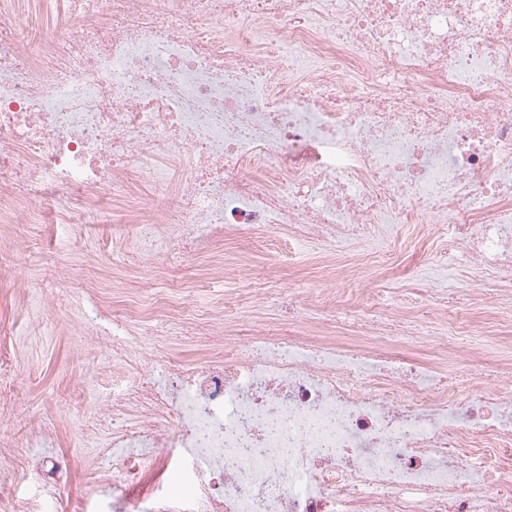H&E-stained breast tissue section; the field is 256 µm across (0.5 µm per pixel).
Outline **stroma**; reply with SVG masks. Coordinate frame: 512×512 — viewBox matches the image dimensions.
<instances>
[{"label":"stroma","mask_w":512,"mask_h":512,"mask_svg":"<svg viewBox=\"0 0 512 512\" xmlns=\"http://www.w3.org/2000/svg\"><path fill=\"white\" fill-rule=\"evenodd\" d=\"M129 234L134 248L112 252V227L108 224H29L22 238L0 259V373L22 386L15 419L0 420V432L21 435L35 421L54 430L56 445L50 456L66 460L68 469L54 476L42 466H28L23 473L0 467L5 478L0 488V512H26L27 499L42 482L55 483V495L45 512H64L68 499L98 492L97 474L107 462L103 449L89 435L96 409L116 387L111 383L112 360L85 344L80 320L68 308L67 293H53L47 284L61 263L71 266L70 285L84 286L99 269L106 270L105 289L122 279L129 267L141 271L140 295L149 298L165 291L173 299L168 313L182 317L188 311L208 310L231 303L230 330L246 333L259 325H285L291 321L289 294L317 302L323 288L337 289L342 300L368 306L377 302L400 306L408 314L424 313L420 299L411 295L415 282L431 288L458 283L453 265L434 260L432 243L437 235L427 226L413 236L402 224L393 225L388 238L351 247L358 255L394 240L395 266L385 273L367 270L362 281L326 276L322 258L314 250L294 243L269 245L256 235H245L210 246L189 260L180 277L169 278L158 270L149 225L133 224ZM225 251L230 260L216 270L212 256ZM465 319L474 354L495 351L512 359V345L493 347V330L512 332V320L493 308L465 302ZM155 358L201 360L211 349L210 336H146L142 339Z\"/></svg>","instance_id":"obj_1"}]
</instances>
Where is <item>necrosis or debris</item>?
<instances>
[{"instance_id": "4bbe7bcc", "label": "necrosis or debris", "mask_w": 512, "mask_h": 512, "mask_svg": "<svg viewBox=\"0 0 512 512\" xmlns=\"http://www.w3.org/2000/svg\"><path fill=\"white\" fill-rule=\"evenodd\" d=\"M27 10L0 0V243L146 220L168 274L273 224L321 246L438 224L439 257L512 304V0H67L36 36ZM315 315L194 364L92 323L144 373L92 422L111 493L67 512H512V366L458 376L463 327L327 289Z\"/></svg>"}]
</instances>
